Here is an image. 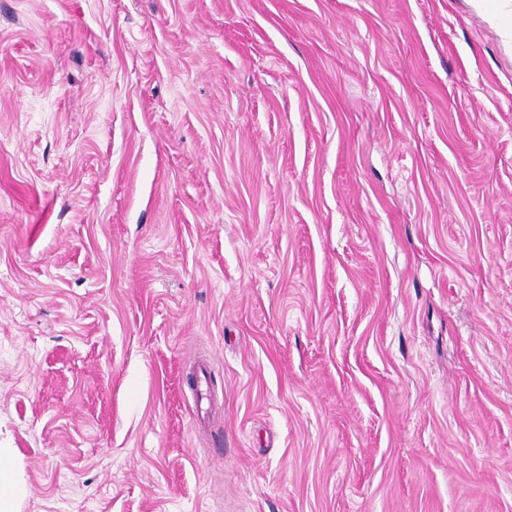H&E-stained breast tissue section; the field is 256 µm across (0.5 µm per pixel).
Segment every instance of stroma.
Listing matches in <instances>:
<instances>
[{
  "label": "stroma",
  "mask_w": 512,
  "mask_h": 512,
  "mask_svg": "<svg viewBox=\"0 0 512 512\" xmlns=\"http://www.w3.org/2000/svg\"><path fill=\"white\" fill-rule=\"evenodd\" d=\"M0 448L16 512H512L501 23L0 0Z\"/></svg>",
  "instance_id": "35a3bbf8"
}]
</instances>
